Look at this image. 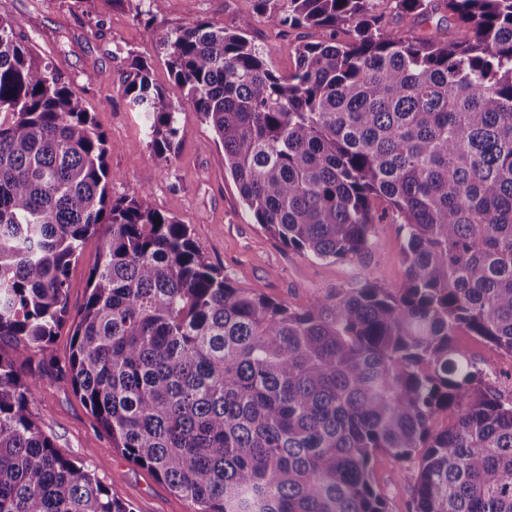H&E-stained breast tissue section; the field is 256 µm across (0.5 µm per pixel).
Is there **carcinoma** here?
<instances>
[{
    "label": "carcinoma",
    "mask_w": 512,
    "mask_h": 512,
    "mask_svg": "<svg viewBox=\"0 0 512 512\" xmlns=\"http://www.w3.org/2000/svg\"><path fill=\"white\" fill-rule=\"evenodd\" d=\"M256 7L325 39L297 46L285 81L248 17L171 31L186 104L263 229L345 262L395 224L405 280L303 310L238 287L145 190L110 197L112 144L0 18V512H134L54 448L19 372L66 320L70 266L103 224L69 363L47 371L194 512H388L380 452L419 456L410 512H512V398L453 346L465 332L512 354V0H396L402 18L457 20V41L394 28L375 0ZM131 66L168 164L182 105Z\"/></svg>",
    "instance_id": "carcinoma-1"
}]
</instances>
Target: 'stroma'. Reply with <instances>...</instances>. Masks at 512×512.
<instances>
[{"label": "stroma", "mask_w": 512, "mask_h": 512, "mask_svg": "<svg viewBox=\"0 0 512 512\" xmlns=\"http://www.w3.org/2000/svg\"><path fill=\"white\" fill-rule=\"evenodd\" d=\"M141 21H133L134 12ZM0 16L14 23L35 63L49 66L86 102L99 132L112 145L108 156L117 179L110 194L118 198L146 189L149 204L189 224L206 261L244 288L299 310L317 299L366 278L383 284L405 279L402 239L395 225L376 227L372 246L352 262L308 257L265 232L247 212L238 187L224 168V149L195 112L183 109L170 165L151 158L145 125L127 95L131 61L140 57L151 67L155 84L174 102L184 94L169 74L159 40L165 34L206 22L227 30L251 18L250 37L276 75L288 77L295 67V48L324 39L323 30L276 28L255 11L254 0H0ZM103 73L96 81L94 73ZM96 242H89L69 273L68 306L77 317L87 295L88 275L96 261ZM72 326L63 324L47 352L32 351L22 368L38 386L30 403L32 416L54 447L97 478L112 496L130 503L134 512H193L192 504L151 470L112 449L95 417L70 382L44 374L46 362L63 366L72 351ZM454 342L481 369L489 388L512 396V355L476 336ZM414 459L399 461L380 453L372 461L373 477L388 498L390 512H407L412 496Z\"/></svg>", "instance_id": "obj_1"}]
</instances>
